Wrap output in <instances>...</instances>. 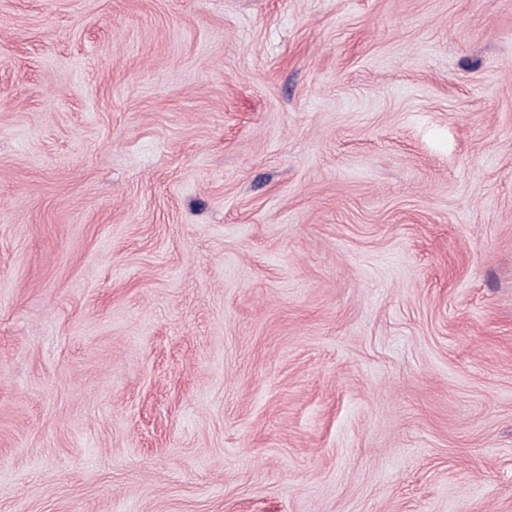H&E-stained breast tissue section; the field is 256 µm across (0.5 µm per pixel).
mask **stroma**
Returning a JSON list of instances; mask_svg holds the SVG:
<instances>
[{
  "label": "stroma",
  "mask_w": 512,
  "mask_h": 512,
  "mask_svg": "<svg viewBox=\"0 0 512 512\" xmlns=\"http://www.w3.org/2000/svg\"><path fill=\"white\" fill-rule=\"evenodd\" d=\"M0 512H512V0H0Z\"/></svg>",
  "instance_id": "obj_1"
}]
</instances>
